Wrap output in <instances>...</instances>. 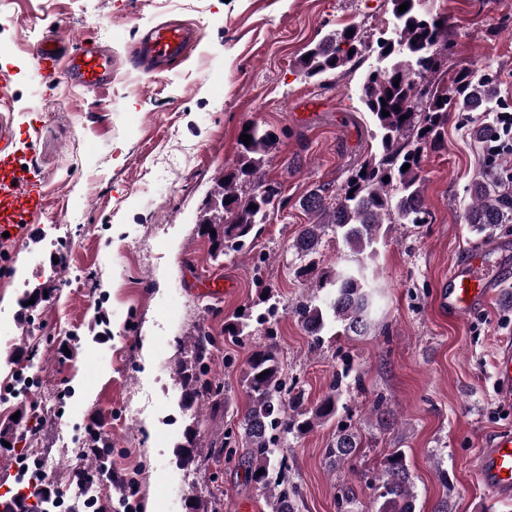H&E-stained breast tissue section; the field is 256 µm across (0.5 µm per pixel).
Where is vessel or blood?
Here are the masks:
<instances>
[{"label":"vessel or blood","mask_w":512,"mask_h":512,"mask_svg":"<svg viewBox=\"0 0 512 512\" xmlns=\"http://www.w3.org/2000/svg\"><path fill=\"white\" fill-rule=\"evenodd\" d=\"M193 30L176 24L149 28L134 49L145 64L161 67L183 61ZM64 36L37 42L31 55L37 75L65 71L72 85L102 89L112 82V52L95 41H83L78 52L64 48ZM22 111L8 77L0 78V234L21 237L45 211L44 184L29 159L34 152L36 131L20 123ZM507 246L493 243L471 248L466 260L450 271L437 297V306L450 319L460 320L486 305L494 295L505 270ZM499 396L512 401V343L500 346L495 361ZM474 470L481 483L495 493L512 494V432H498L475 458Z\"/></svg>","instance_id":"obj_1"}]
</instances>
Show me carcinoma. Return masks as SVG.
Returning a JSON list of instances; mask_svg holds the SVG:
<instances>
[{
	"instance_id": "carcinoma-1",
	"label": "carcinoma",
	"mask_w": 512,
	"mask_h": 512,
	"mask_svg": "<svg viewBox=\"0 0 512 512\" xmlns=\"http://www.w3.org/2000/svg\"><path fill=\"white\" fill-rule=\"evenodd\" d=\"M389 2L394 17L392 29L381 33L375 43L364 39L360 30L352 26L323 38L307 50L310 59L299 60L306 78L320 79L345 66L357 69L374 57L359 87V100L372 118L373 137L380 143L379 153L350 170L344 186L333 191L319 187L301 201L303 210L315 216L317 222L301 225L293 239L292 248L305 261L296 268L295 277L304 282L316 279L315 287L326 289V293L318 302L313 297L298 301L294 314L314 345L320 344L321 332L329 323L340 324L345 336H364L370 329L372 295L364 263L316 275L315 256L325 232L340 234L350 251L362 256L374 252L375 245L385 236L384 219L423 223L428 214L420 185L423 149L441 143L455 114L497 111L495 84L479 67L460 69L449 83L431 80L448 64V20L427 13L420 0ZM405 2L409 7L401 13L399 6ZM395 80L397 87L393 85ZM384 110L389 115H382ZM403 115L407 119H401ZM246 134L251 136L250 144L239 142V162L220 178L219 191L205 204L199 223L203 233L210 236L215 258L223 255L227 247H242L255 227L265 223L268 210L280 201L281 184L265 181L259 175L269 134L255 124ZM407 163L410 167L402 170ZM386 176L387 182L383 181ZM247 183L251 189L245 192L242 185ZM470 194L468 219L475 225L501 224L512 207V202L499 195L489 179L474 180ZM276 312L272 304L257 311L249 308L235 317L232 327H224V332L241 336L254 320L266 326V336L271 337ZM212 344L210 335L198 334L193 363L179 368L182 399L191 405L211 395L204 368ZM264 371L268 375L257 378ZM349 375L348 370L336 374L329 391L309 408L303 393L291 391L282 378L274 344L252 351L244 376L248 406L238 430L224 431V436L212 444L215 448H228L233 443L242 447L241 459L248 464L249 479L267 494L270 512L299 510V490L290 479L288 453L278 447L280 437L303 435L314 426L335 419L342 382ZM362 440L356 427L339 421L336 440L326 454L334 465H343L356 456ZM85 445L96 449L91 457L98 473L106 472L108 444L92 436ZM373 487L376 496L365 502L358 499L352 486H343L336 498V512H416L414 477L403 449L389 451Z\"/></svg>"
}]
</instances>
